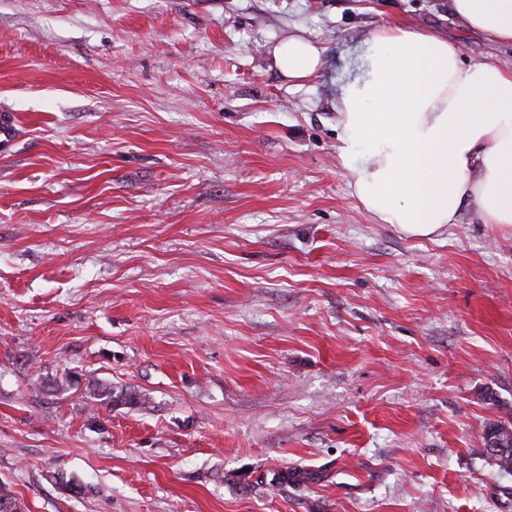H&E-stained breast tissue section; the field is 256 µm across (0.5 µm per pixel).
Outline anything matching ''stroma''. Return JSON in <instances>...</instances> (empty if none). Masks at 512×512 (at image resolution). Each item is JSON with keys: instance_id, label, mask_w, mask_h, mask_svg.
Returning a JSON list of instances; mask_svg holds the SVG:
<instances>
[{"instance_id": "35a3bbf8", "label": "stroma", "mask_w": 512, "mask_h": 512, "mask_svg": "<svg viewBox=\"0 0 512 512\" xmlns=\"http://www.w3.org/2000/svg\"><path fill=\"white\" fill-rule=\"evenodd\" d=\"M392 22L512 65L448 0H0L21 512H512L481 452L512 421V226L470 203L405 236L337 157L349 48ZM291 37L325 50L301 82L273 64Z\"/></svg>"}]
</instances>
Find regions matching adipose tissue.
Returning a JSON list of instances; mask_svg holds the SVG:
<instances>
[{
	"label": "adipose tissue",
	"instance_id": "1",
	"mask_svg": "<svg viewBox=\"0 0 512 512\" xmlns=\"http://www.w3.org/2000/svg\"><path fill=\"white\" fill-rule=\"evenodd\" d=\"M471 30L512 45V0H449ZM359 72L335 98L337 155L363 209L412 238L440 235L473 203L512 225V69L464 62L458 44L414 23L387 24L356 47ZM323 50L292 37L280 74L304 80Z\"/></svg>",
	"mask_w": 512,
	"mask_h": 512
}]
</instances>
